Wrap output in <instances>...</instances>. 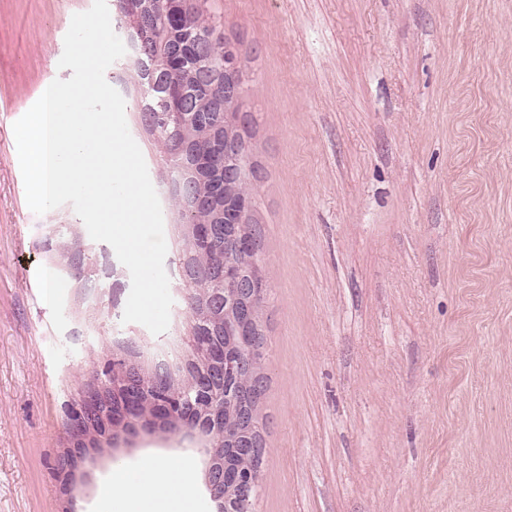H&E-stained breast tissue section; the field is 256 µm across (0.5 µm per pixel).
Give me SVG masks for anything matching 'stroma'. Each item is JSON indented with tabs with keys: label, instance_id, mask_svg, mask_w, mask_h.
<instances>
[{
	"label": "stroma",
	"instance_id": "35a3bbf8",
	"mask_svg": "<svg viewBox=\"0 0 512 512\" xmlns=\"http://www.w3.org/2000/svg\"><path fill=\"white\" fill-rule=\"evenodd\" d=\"M93 0H0V512H98L57 461L113 360L184 376L191 315L170 171L135 65L105 77L158 194L168 329L123 323L130 274L65 204L28 207L13 132ZM247 80L262 232L266 448L253 512H512V0H206Z\"/></svg>",
	"mask_w": 512,
	"mask_h": 512
}]
</instances>
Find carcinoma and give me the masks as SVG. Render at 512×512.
<instances>
[{
	"label": "carcinoma",
	"instance_id": "obj_1",
	"mask_svg": "<svg viewBox=\"0 0 512 512\" xmlns=\"http://www.w3.org/2000/svg\"><path fill=\"white\" fill-rule=\"evenodd\" d=\"M151 5L150 33L154 37L153 58L137 63L136 75L141 91L143 112L153 115V134L163 149L179 179L194 185L200 195L219 193L224 208H188L180 194L174 195L183 226L210 224L214 228L213 239L203 245L193 242L189 230H184L182 261L187 270V304L194 327L200 336L210 338L218 359L238 360L252 345L255 337L263 336L260 328V312L267 295L263 288L253 295H244L240 306L249 309L251 318L236 322V314L224 305L227 290L248 274L258 270L259 251L248 246V238L262 241L260 231L252 219L241 220V212L251 213L254 198L253 181L258 179V168L250 156L240 152L236 141L238 134L220 129L214 136L200 137L197 132L204 123L217 124L224 109L200 80L206 70L217 71L229 64L238 97H243L244 83L241 78L237 51L223 58L215 54V26L204 14L202 0H191L192 22L180 25V19L168 11L165 0H144ZM184 40L189 46L178 66L169 68L164 63L168 48ZM179 84L184 92L180 127L169 122L167 113L171 107L164 101V86ZM210 155L227 160L232 168L243 173L232 180L229 187L218 191L220 184L214 173L198 166L199 160ZM262 364H257L253 374L242 372L228 375L214 383L215 393L224 397V415L217 426L206 429L208 441L224 449V468L245 478L254 488H259L260 469L247 457L251 447L250 437L243 423L254 425L256 436H261V410L265 395ZM254 499L235 493L224 495L223 512H253Z\"/></svg>",
	"mask_w": 512,
	"mask_h": 512
}]
</instances>
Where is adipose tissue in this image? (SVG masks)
I'll use <instances>...</instances> for the list:
<instances>
[{
    "instance_id": "ef3b65f1",
    "label": "adipose tissue",
    "mask_w": 512,
    "mask_h": 512,
    "mask_svg": "<svg viewBox=\"0 0 512 512\" xmlns=\"http://www.w3.org/2000/svg\"><path fill=\"white\" fill-rule=\"evenodd\" d=\"M191 477V466L177 456L146 458L134 471L126 464H114L99 510L112 512L114 501L121 499L127 503L128 512H139L145 504L151 512H177L190 500Z\"/></svg>"
}]
</instances>
